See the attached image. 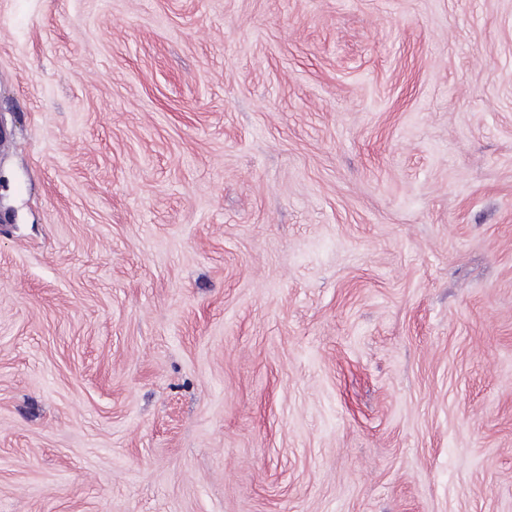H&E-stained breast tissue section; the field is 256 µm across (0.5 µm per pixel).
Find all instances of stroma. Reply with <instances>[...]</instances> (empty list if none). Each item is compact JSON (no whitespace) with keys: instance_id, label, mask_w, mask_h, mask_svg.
Segmentation results:
<instances>
[{"instance_id":"35a3bbf8","label":"stroma","mask_w":512,"mask_h":512,"mask_svg":"<svg viewBox=\"0 0 512 512\" xmlns=\"http://www.w3.org/2000/svg\"><path fill=\"white\" fill-rule=\"evenodd\" d=\"M0 512H512V0H0Z\"/></svg>"}]
</instances>
